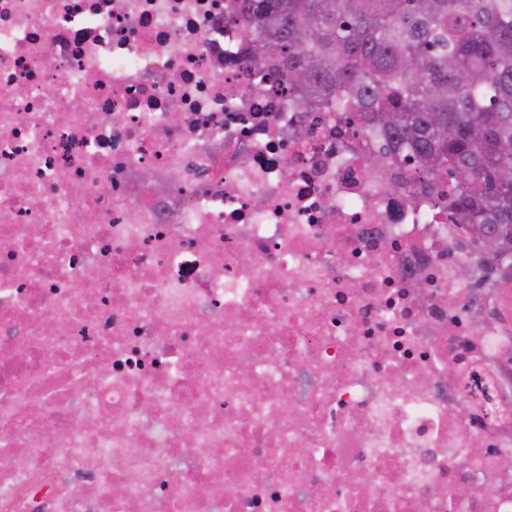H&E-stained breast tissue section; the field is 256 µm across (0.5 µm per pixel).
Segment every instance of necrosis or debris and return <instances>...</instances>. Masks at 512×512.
<instances>
[{
  "label": "necrosis or debris",
  "mask_w": 512,
  "mask_h": 512,
  "mask_svg": "<svg viewBox=\"0 0 512 512\" xmlns=\"http://www.w3.org/2000/svg\"><path fill=\"white\" fill-rule=\"evenodd\" d=\"M238 7L0 0V512H512V289Z\"/></svg>",
  "instance_id": "necrosis-or-debris-1"
}]
</instances>
